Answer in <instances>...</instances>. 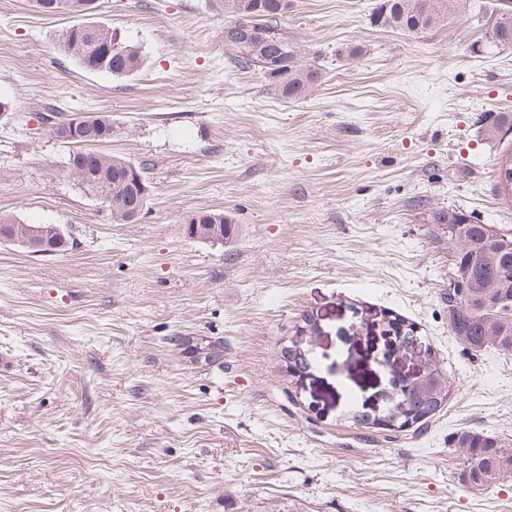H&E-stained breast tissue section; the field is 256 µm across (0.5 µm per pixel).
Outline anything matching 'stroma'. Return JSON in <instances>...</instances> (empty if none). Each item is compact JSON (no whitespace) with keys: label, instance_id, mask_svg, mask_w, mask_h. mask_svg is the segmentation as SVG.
<instances>
[{"label":"stroma","instance_id":"1","mask_svg":"<svg viewBox=\"0 0 512 512\" xmlns=\"http://www.w3.org/2000/svg\"><path fill=\"white\" fill-rule=\"evenodd\" d=\"M215 2L95 0L144 56L115 78L59 48L70 16L0 0V213L69 236L52 256L0 244V512H512V479H457L459 429L512 438V354L449 332L429 221L457 207L512 234L494 189L512 133L484 134L512 113V47L484 49L457 0L414 37L372 24L380 0H291L282 30L320 78L287 100L225 65ZM50 109L109 116L101 152L147 163L137 221L67 174ZM205 210L227 243L188 236ZM308 319L300 379L278 353ZM411 324L447 406L413 433L358 425ZM173 336L223 338V364Z\"/></svg>","mask_w":512,"mask_h":512}]
</instances>
